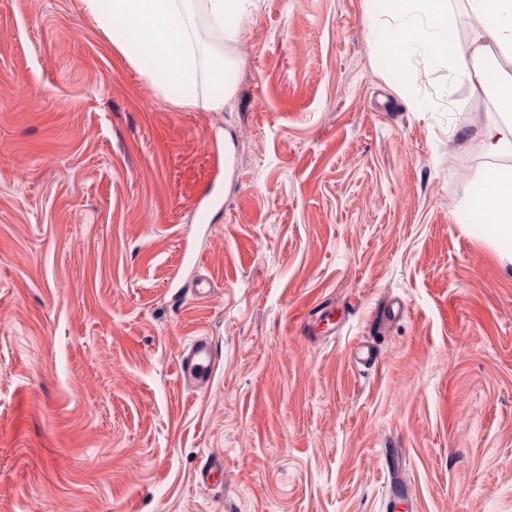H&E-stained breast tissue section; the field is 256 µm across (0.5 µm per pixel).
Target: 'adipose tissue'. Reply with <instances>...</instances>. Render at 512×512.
Returning <instances> with one entry per match:
<instances>
[{
    "label": "adipose tissue",
    "mask_w": 512,
    "mask_h": 512,
    "mask_svg": "<svg viewBox=\"0 0 512 512\" xmlns=\"http://www.w3.org/2000/svg\"><path fill=\"white\" fill-rule=\"evenodd\" d=\"M82 7L130 65L182 107L220 112L233 94L224 76L236 65L225 44L242 34L251 0H81ZM479 22L468 43L448 33L451 0H384L386 20L373 32L394 56L425 45L427 62L445 60L472 92L495 93L501 112L480 130L492 159L467 201L471 223L484 225L499 257L512 263V0H467Z\"/></svg>",
    "instance_id": "1"
}]
</instances>
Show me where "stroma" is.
Here are the masks:
<instances>
[{"instance_id":"1","label":"stroma","mask_w":512,"mask_h":512,"mask_svg":"<svg viewBox=\"0 0 512 512\" xmlns=\"http://www.w3.org/2000/svg\"><path fill=\"white\" fill-rule=\"evenodd\" d=\"M383 20L253 0L211 112L81 0H0V512H512V264L465 207L496 102ZM215 365L216 354L211 342L198 338L179 356L177 375L183 384H203L209 380Z\"/></svg>"}]
</instances>
